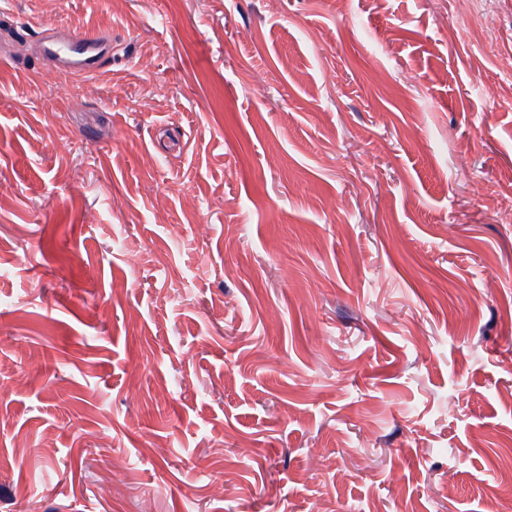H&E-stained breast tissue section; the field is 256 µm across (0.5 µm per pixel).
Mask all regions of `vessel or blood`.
Listing matches in <instances>:
<instances>
[{
    "instance_id": "b4317fda",
    "label": "vessel or blood",
    "mask_w": 512,
    "mask_h": 512,
    "mask_svg": "<svg viewBox=\"0 0 512 512\" xmlns=\"http://www.w3.org/2000/svg\"><path fill=\"white\" fill-rule=\"evenodd\" d=\"M39 40L43 45L41 60L50 69L81 76L95 73L101 66L105 42L99 36L70 34L61 39L54 28L48 27Z\"/></svg>"
}]
</instances>
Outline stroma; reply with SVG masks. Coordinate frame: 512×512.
<instances>
[{"label": "stroma", "instance_id": "35a3bbf8", "mask_svg": "<svg viewBox=\"0 0 512 512\" xmlns=\"http://www.w3.org/2000/svg\"><path fill=\"white\" fill-rule=\"evenodd\" d=\"M0 46V512H512V0H0ZM43 44L41 61L51 70L69 71L72 75L93 74L101 67L105 42L97 35H73L69 33L60 41L52 27L39 35Z\"/></svg>", "mask_w": 512, "mask_h": 512}]
</instances>
